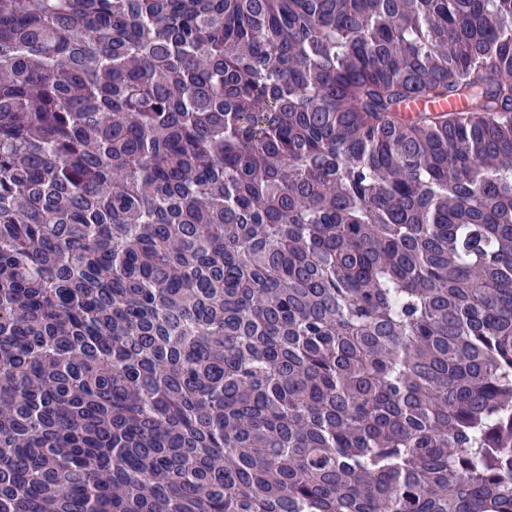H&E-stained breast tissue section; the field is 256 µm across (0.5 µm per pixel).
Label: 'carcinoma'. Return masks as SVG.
I'll use <instances>...</instances> for the list:
<instances>
[{
	"instance_id": "1",
	"label": "carcinoma",
	"mask_w": 512,
	"mask_h": 512,
	"mask_svg": "<svg viewBox=\"0 0 512 512\" xmlns=\"http://www.w3.org/2000/svg\"><path fill=\"white\" fill-rule=\"evenodd\" d=\"M0 512H512V0H0Z\"/></svg>"
}]
</instances>
